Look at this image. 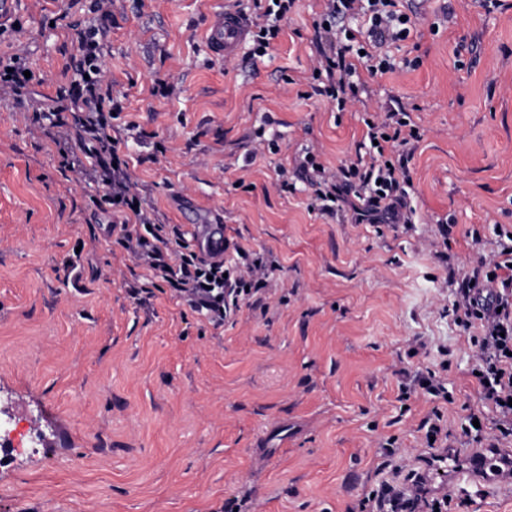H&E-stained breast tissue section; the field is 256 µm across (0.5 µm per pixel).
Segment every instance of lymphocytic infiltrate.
I'll use <instances>...</instances> for the list:
<instances>
[{"mask_svg": "<svg viewBox=\"0 0 512 512\" xmlns=\"http://www.w3.org/2000/svg\"><path fill=\"white\" fill-rule=\"evenodd\" d=\"M86 4L92 18L77 27L79 57L73 67L69 91L59 92L52 104L39 109L36 119L42 126L56 129L62 163L68 168L89 159L94 171L100 172L104 189L95 202L98 206L122 207L127 211L118 224L120 242L132 248L146 265L147 285L164 283L174 288L194 311L208 317L214 325H223L246 293L248 281L265 277L263 264L248 266L246 273L226 274L224 260L206 257L191 248L180 230L164 236L163 225L137 204L126 172L128 163L121 153V141L110 133L118 110L114 99L105 98L101 88L104 45L111 15V0H73ZM324 8L314 28L321 44L319 59L312 70L315 94L344 107L355 93L359 70L369 75L392 71L394 64L387 52L389 45L406 40L413 27L412 18L404 17L399 0H323ZM366 137L371 145L355 162L327 174L313 156L301 165L306 177L330 175L322 201L347 202L353 190L365 191L363 203L355 207L356 223H399L406 206L407 191L404 156L411 152V141L418 132L404 106L390 108L379 122L367 121ZM398 153V160H388V153ZM503 244L496 261L480 264L457 282L454 314L464 328L481 327L477 337L478 383L484 397L498 413L496 423L502 435H512V233L498 232ZM393 465L392 480L381 481L377 490L359 502V512H383L385 506L414 512L426 504L429 512H463L469 501L448 491L429 497L424 476L417 470H403L397 449H386ZM404 476L407 490H399L394 477Z\"/></svg>", "mask_w": 512, "mask_h": 512, "instance_id": "obj_1", "label": "lymphocytic infiltrate"}]
</instances>
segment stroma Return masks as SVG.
<instances>
[{
  "instance_id": "1",
  "label": "stroma",
  "mask_w": 512,
  "mask_h": 512,
  "mask_svg": "<svg viewBox=\"0 0 512 512\" xmlns=\"http://www.w3.org/2000/svg\"><path fill=\"white\" fill-rule=\"evenodd\" d=\"M14 3L0 51H25L33 79L0 100V402L14 424L0 512H347L376 488L387 437L427 467L436 406L448 450L512 451L450 284L512 229V0H403L417 19L394 70L341 111L313 92L321 0H296L269 55L224 61L206 29L235 0H112L103 84L124 97L112 126L137 191L161 223L223 225L231 271L271 266L220 327L170 288L128 293L145 270L92 204L100 185L64 171L31 123L35 94L70 78L84 16ZM399 102L421 135L411 223L322 212L300 158L337 171ZM404 370L436 373L453 403L401 393ZM473 414L478 440L463 432ZM430 470L431 492L467 494L469 512H512V482L478 492Z\"/></svg>"
}]
</instances>
